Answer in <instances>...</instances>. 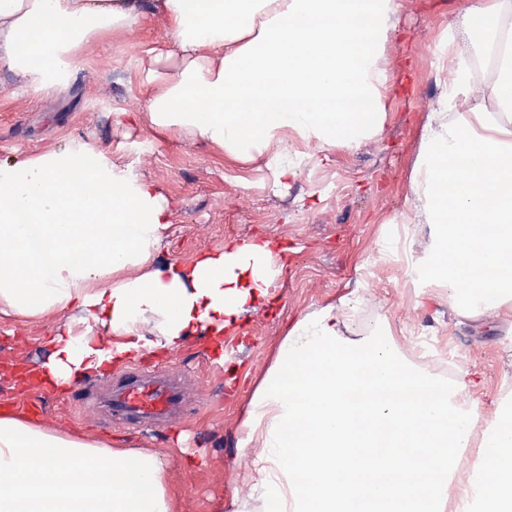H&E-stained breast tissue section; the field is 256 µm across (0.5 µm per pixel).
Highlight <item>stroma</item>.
Returning a JSON list of instances; mask_svg holds the SVG:
<instances>
[{
  "mask_svg": "<svg viewBox=\"0 0 512 512\" xmlns=\"http://www.w3.org/2000/svg\"><path fill=\"white\" fill-rule=\"evenodd\" d=\"M397 2L398 21L379 60L385 76L381 132L356 148L295 145L288 163L296 175L282 183L265 158L229 163L204 141L151 125L143 76L153 65L152 49L169 39L160 18L134 34L91 43L57 93L25 87L0 68V162L78 142L128 167L169 205L170 227L156 264L186 262L251 238L285 248L271 304L243 314L225 331L223 363L213 362L209 336L198 334L178 352L143 356V363L166 365L186 380L192 402L180 424L134 430L71 395L50 389L37 395L45 407L42 422L167 456L181 512H221L232 497H248L247 471L234 465L247 404L287 330L330 305L343 339H367L357 313L368 306L377 316V334H391L397 356L423 336L456 358L459 368L481 372L477 431L512 404V310L465 319L443 289L413 288L406 264L433 242L431 225L409 221L412 170L427 116L422 103L441 94L435 54L476 0ZM65 321L62 315L0 317V412L30 399L3 365L43 361L47 337Z\"/></svg>",
  "mask_w": 512,
  "mask_h": 512,
  "instance_id": "obj_1",
  "label": "stroma"
}]
</instances>
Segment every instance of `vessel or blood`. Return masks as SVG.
<instances>
[{
  "mask_svg": "<svg viewBox=\"0 0 512 512\" xmlns=\"http://www.w3.org/2000/svg\"><path fill=\"white\" fill-rule=\"evenodd\" d=\"M187 401L180 379L154 366L135 368L109 380L104 395L91 398L89 405L137 427L148 422H178Z\"/></svg>",
  "mask_w": 512,
  "mask_h": 512,
  "instance_id": "obj_1",
  "label": "vessel or blood"
}]
</instances>
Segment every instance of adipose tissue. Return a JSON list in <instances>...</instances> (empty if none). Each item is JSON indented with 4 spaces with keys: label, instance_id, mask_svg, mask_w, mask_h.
<instances>
[{
    "label": "adipose tissue",
    "instance_id": "ef3b65f1",
    "mask_svg": "<svg viewBox=\"0 0 512 512\" xmlns=\"http://www.w3.org/2000/svg\"><path fill=\"white\" fill-rule=\"evenodd\" d=\"M150 15L166 23L176 64L172 78L146 80L156 128L233 160L267 154L281 179L295 175L284 161L294 143L327 150L381 132L379 49L396 0H152L147 12L138 0H0V67L54 91L88 43L134 33ZM460 34L496 52L499 78L487 88L457 55L438 59L445 88L412 175V220L432 225L434 243L413 272L475 317L512 303V0H480ZM168 217L152 184L102 154L67 146L0 163V315L76 308L91 320L48 338L45 387L64 393L144 354L177 352L193 333L221 335L269 304L281 271L271 241L156 267ZM428 385L393 341L342 340L334 307L299 319L243 422L254 497L236 512H512V412L497 415L477 464L499 480L471 476L452 501L451 465L476 426L482 382L464 371L438 397H408ZM166 466L0 415V512H179Z\"/></svg>",
    "mask_w": 512,
    "mask_h": 512
}]
</instances>
